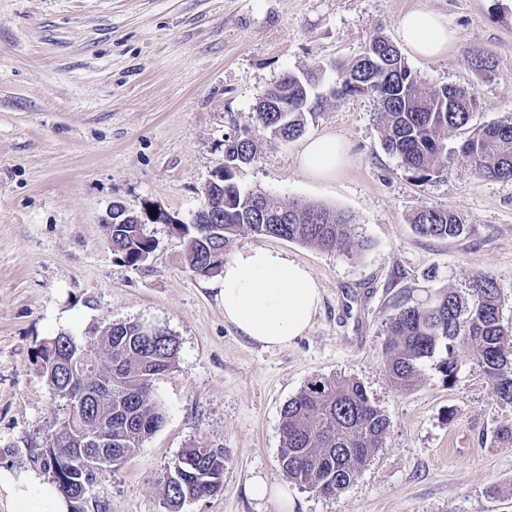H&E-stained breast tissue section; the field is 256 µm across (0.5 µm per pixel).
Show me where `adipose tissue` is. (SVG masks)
<instances>
[{"label": "adipose tissue", "instance_id": "1", "mask_svg": "<svg viewBox=\"0 0 512 512\" xmlns=\"http://www.w3.org/2000/svg\"><path fill=\"white\" fill-rule=\"evenodd\" d=\"M399 34L418 56L444 55L454 40L447 22L428 9L405 13ZM344 142L325 133L304 142L299 165L308 175L336 176L346 164ZM224 318L243 335L269 347L288 346L310 327L321 301V288L309 269L287 254L265 247L237 251L219 275ZM13 512H69L55 485L33 471L0 470V494Z\"/></svg>", "mask_w": 512, "mask_h": 512}]
</instances>
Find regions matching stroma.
<instances>
[{
	"label": "stroma",
	"instance_id": "1",
	"mask_svg": "<svg viewBox=\"0 0 512 512\" xmlns=\"http://www.w3.org/2000/svg\"><path fill=\"white\" fill-rule=\"evenodd\" d=\"M418 7L444 16L456 42L437 59L402 49L412 71L475 96L474 125L512 115V0H0L1 469L40 471L34 456L65 415L41 372L46 341L144 322L175 336L178 354L153 383L162 426L89 492L109 512H166L167 474L194 445L226 449L229 460L220 491L181 512H278L247 487L287 483L281 410L316 375L360 382L390 428L339 496L287 483L294 512H512V446L496 438L512 406L480 367L459 354L449 382L430 361L401 390L382 359L398 305L448 288L468 294L478 271L497 281L512 327V181L478 177L457 136L430 180L415 181L381 146L378 101L332 96V71L303 138L330 132L349 143L335 179L300 170L303 139L273 144L255 130L242 189L345 211L368 242L351 256L248 233L229 244L230 255L282 250L319 283L310 329L285 347L225 322L221 281L190 270L168 225H147L156 248L131 266L103 223L115 202L191 220L225 137L249 124L271 85L350 60L376 35L399 42L400 17ZM472 49L493 55L492 73L467 66ZM425 208L453 211L462 234L419 235L410 219Z\"/></svg>",
	"mask_w": 512,
	"mask_h": 512
}]
</instances>
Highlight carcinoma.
Segmentation results:
<instances>
[{"label": "carcinoma", "instance_id": "cac0c4a2", "mask_svg": "<svg viewBox=\"0 0 512 512\" xmlns=\"http://www.w3.org/2000/svg\"><path fill=\"white\" fill-rule=\"evenodd\" d=\"M378 64L359 55L336 66L338 96L372 95L380 103L379 129L385 150L398 156L413 178L427 182L435 165L448 157V134L469 131L459 150L469 157L483 178L512 180V115L471 128L479 107L466 90L434 84L414 73L395 45L383 36L367 44ZM469 67L494 70L493 56L473 51ZM323 68L289 73L275 83L252 113L251 125L224 139V156L243 167L251 164L257 145L251 128H263L281 142L299 137L307 116L321 106L311 91ZM424 237L454 238L463 232L458 215L442 208L416 212L411 218ZM112 253L136 266L154 251V239L145 225H107ZM270 236L317 246L325 251L352 254L364 248L355 240L351 219L341 210L311 204H284L261 190L244 192L236 171L224 168V206L213 209L204 231L186 238L190 269L216 276L222 263H210V254L226 251L242 233ZM471 298L453 290L432 302L398 306L386 323L382 354L392 382L408 389L418 381L423 363L443 349L438 363L444 378H455L456 349L465 350L492 382L500 399L512 406V329L500 320V289L483 273L472 276ZM40 351L43 376L54 396L67 400L78 388L93 397L81 409L67 411L70 444L81 446L84 434L98 421L112 419V463L133 455L164 422L165 411L153 395V381L175 365L178 344L165 329L146 336L137 322H115L85 342L68 334L53 337ZM390 421L374 405L363 386L353 379L316 376L283 405L279 462L287 479L327 496L342 493L358 477L376 449L383 447ZM228 460L223 448L185 449L174 463L163 487L167 512H180L187 498L217 492ZM48 480L63 493L78 481L96 483L99 474L81 472L59 461H42Z\"/></svg>", "mask_w": 512, "mask_h": 512}]
</instances>
